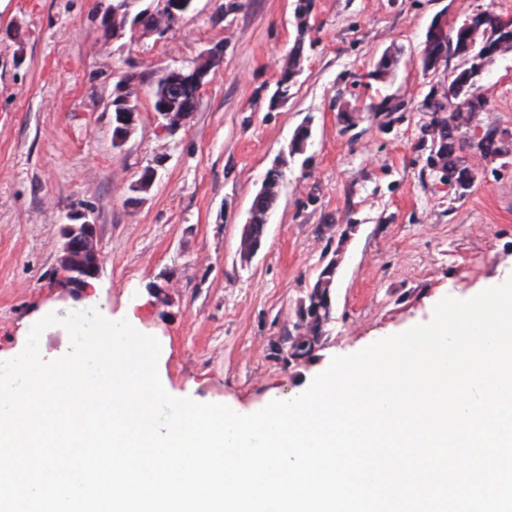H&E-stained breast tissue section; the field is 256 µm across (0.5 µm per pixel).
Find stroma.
Listing matches in <instances>:
<instances>
[{
  "label": "stroma",
  "instance_id": "stroma-1",
  "mask_svg": "<svg viewBox=\"0 0 512 512\" xmlns=\"http://www.w3.org/2000/svg\"><path fill=\"white\" fill-rule=\"evenodd\" d=\"M111 0H0V361L35 322L90 308L134 318L161 344L173 395L252 412L302 393L331 359L410 329L445 296L465 299L512 271V164L479 162L466 195L428 168L431 122L420 105L467 66H423L428 28L512 0H315L292 93L270 98L298 33L296 0H195L165 38L102 15ZM222 46L200 103L175 133L161 128V69L190 67ZM398 65L371 73L383 53ZM132 82L140 119L113 141L116 86ZM483 130L512 131V51L479 81ZM309 125L295 154L296 129ZM280 194L262 245L240 239L268 170ZM157 176L137 184L146 168ZM97 229L94 287L59 280L69 213ZM332 319L310 358L287 354L301 305L333 252Z\"/></svg>",
  "mask_w": 512,
  "mask_h": 512
}]
</instances>
